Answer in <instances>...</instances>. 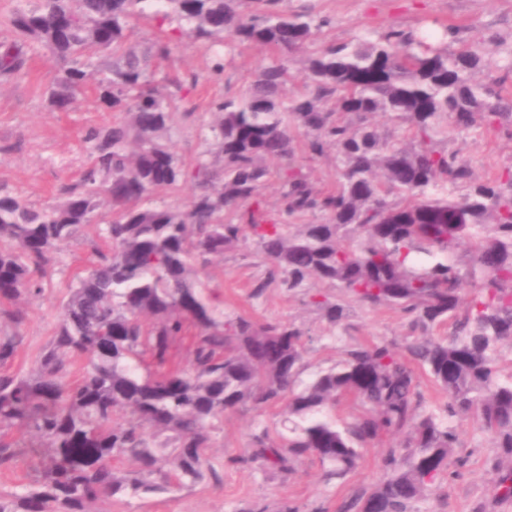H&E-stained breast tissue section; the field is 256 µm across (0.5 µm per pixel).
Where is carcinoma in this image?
Returning <instances> with one entry per match:
<instances>
[{
	"instance_id": "cac0c4a2",
	"label": "carcinoma",
	"mask_w": 512,
	"mask_h": 512,
	"mask_svg": "<svg viewBox=\"0 0 512 512\" xmlns=\"http://www.w3.org/2000/svg\"><path fill=\"white\" fill-rule=\"evenodd\" d=\"M148 12L177 26L135 44L131 22ZM7 24L1 80L45 49L62 63L47 90L52 109H70L90 88L122 118L87 129L88 162L55 203L36 208L0 186V323L10 327L0 329V472L21 455L7 439L16 427L37 441L41 464L33 482L0 493V512H112L127 492L215 478L209 450L224 414L281 403L292 426L275 436L262 428L251 459L285 474L315 457L342 478L363 448L397 439L383 459L388 475L345 512H415L450 466H464L455 422L468 415L507 455L493 492L512 500V375L495 364L497 346L512 344V168L477 181L448 148L450 134L477 124L512 135V95L473 79L488 65L482 52L450 53L390 28L306 53L324 21L282 0H17ZM224 40L265 46L275 60L243 95L211 102L209 159L190 168L169 144L171 100L186 99L199 77L160 88L150 70L187 41ZM298 53L308 84L287 99L288 57ZM299 148L310 159L335 151L333 188L312 186L294 164ZM275 174L278 218L266 220L262 190ZM189 180L184 205L154 204L157 191ZM306 213L323 221L291 230ZM91 225L94 259L60 301L38 370H4L23 342L19 302L43 292L58 245ZM250 237L272 263L254 295L320 280L339 292L312 301L332 328L344 327L352 301L389 307L408 321L404 353L386 340L349 346L299 385L300 329L226 315L204 294L212 259ZM449 321L451 335H431ZM185 336L187 366L172 353ZM416 366L448 394L442 411L424 410ZM344 396L363 412L339 426L329 413ZM124 458L134 471L117 470Z\"/></svg>"
}]
</instances>
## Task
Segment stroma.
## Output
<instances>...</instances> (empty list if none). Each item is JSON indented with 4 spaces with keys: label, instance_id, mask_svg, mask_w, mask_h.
Wrapping results in <instances>:
<instances>
[{
    "label": "stroma",
    "instance_id": "stroma-1",
    "mask_svg": "<svg viewBox=\"0 0 512 512\" xmlns=\"http://www.w3.org/2000/svg\"><path fill=\"white\" fill-rule=\"evenodd\" d=\"M285 4L292 12L329 18V26L317 38L321 44L344 42L360 32L389 27L435 36L441 25H457L458 39L449 44V51L479 47L492 58L491 67L477 76L481 83L499 80L502 60L512 51V0H285ZM210 56L203 45L187 43L156 72L160 78L187 71L203 77L185 103L192 117L179 121L171 134L173 152L189 164L204 150L200 133L210 119L211 99L242 95L251 76L269 60L262 47H237L223 54V77L210 81L206 78ZM60 67L59 60L42 50L34 55L28 74L0 84V184L37 207L53 203L58 186L86 164L85 129L120 118L119 113L104 110L89 92L80 96L73 110H52L46 91ZM448 146L464 156L480 179L512 167V138L480 125L454 135ZM94 236L95 229L89 226L58 247L42 295L25 303L23 343L12 371L28 376L37 370L40 352L58 320L60 301L74 271L86 264ZM268 270V261L249 240L213 261L203 282L207 292L222 301L225 313L261 323H291L302 331L307 352L301 381L336 365L345 346L380 340L405 344L407 326L401 315L365 302L352 303L345 327L329 334L326 321L309 302L313 294L334 296V289L321 283H310L294 293L273 286L253 296L254 284ZM281 414L278 407L261 414L251 410L225 414L210 450L220 481L208 477L175 493L122 496L113 501L112 512H278L285 503L298 512H338L343 502L385 478L386 446L382 443L364 448L358 467L340 480L328 478L325 467L313 457L285 474L265 473L249 464L255 431L262 425L279 430ZM456 427L463 443L459 453L467 463L458 475L440 481L433 495L419 503V512H512V501L499 502L492 495L496 448L472 418L457 420Z\"/></svg>",
    "mask_w": 512,
    "mask_h": 512
}]
</instances>
